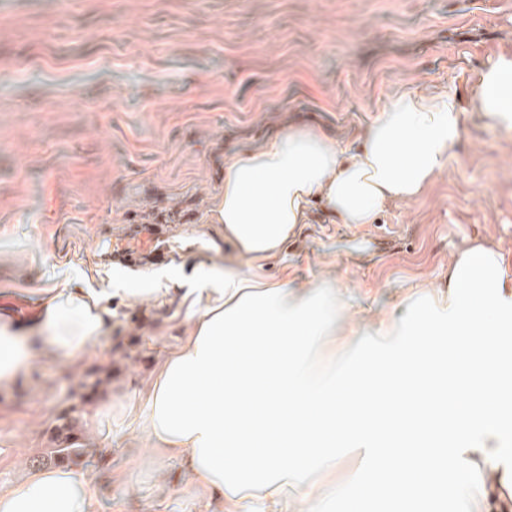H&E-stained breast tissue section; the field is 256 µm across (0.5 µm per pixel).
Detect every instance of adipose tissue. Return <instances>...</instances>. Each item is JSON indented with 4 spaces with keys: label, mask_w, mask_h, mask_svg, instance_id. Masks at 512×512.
<instances>
[{
    "label": "adipose tissue",
    "mask_w": 512,
    "mask_h": 512,
    "mask_svg": "<svg viewBox=\"0 0 512 512\" xmlns=\"http://www.w3.org/2000/svg\"><path fill=\"white\" fill-rule=\"evenodd\" d=\"M476 106L512 123V62L478 80ZM455 96L398 95L358 143L313 127L224 163L209 212L232 248L223 274L185 288L189 334L157 363L139 409L149 451L176 459L224 512H327L320 474L342 448L368 456L365 497L393 512L452 497L454 512H512V269L478 244L448 261L442 299L420 290L360 339L341 289L249 271L277 256L314 204L332 221L373 223L423 194L460 136ZM104 290L56 288L30 324L0 313V383L33 359L90 355L112 325ZM359 353L324 366L327 337ZM89 480L67 467L0 489V512H91Z\"/></svg>",
    "instance_id": "ef3b65f1"
}]
</instances>
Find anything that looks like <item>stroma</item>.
Masks as SVG:
<instances>
[{
    "instance_id": "35a3bbf8",
    "label": "stroma",
    "mask_w": 512,
    "mask_h": 512,
    "mask_svg": "<svg viewBox=\"0 0 512 512\" xmlns=\"http://www.w3.org/2000/svg\"><path fill=\"white\" fill-rule=\"evenodd\" d=\"M512 61V0H0V304L35 312L41 292L107 289L112 330L80 365L35 359L0 386V488L50 467L70 420L94 453L79 464L94 512H214L176 460L149 457L127 405L183 338L181 288L224 251L170 269L101 265L96 236L131 224L205 236L225 157L288 126L353 140L402 92L453 93L461 134L410 202L357 230L314 209L260 276L343 288L365 312L445 288L448 259L498 247L512 268V125L478 112V75ZM372 474L340 454L330 501Z\"/></svg>"
}]
</instances>
